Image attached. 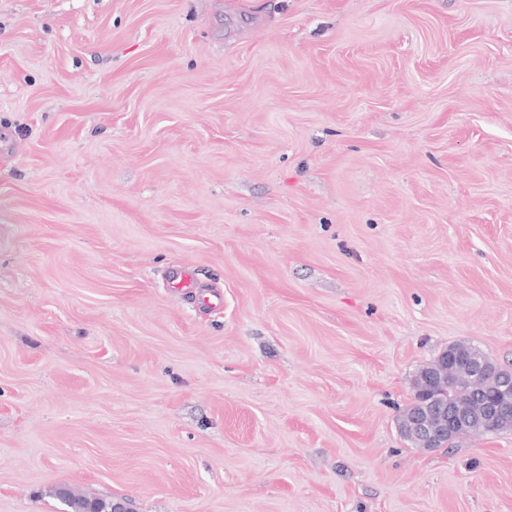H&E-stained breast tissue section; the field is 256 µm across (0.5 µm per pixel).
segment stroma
<instances>
[{"mask_svg":"<svg viewBox=\"0 0 512 512\" xmlns=\"http://www.w3.org/2000/svg\"><path fill=\"white\" fill-rule=\"evenodd\" d=\"M463 338L512 369V0H0V512H512V432L398 430ZM56 494L58 498L69 509L68 512H88L87 508L92 502H109L110 499L88 498L77 495L67 486L57 488Z\"/></svg>","mask_w":512,"mask_h":512,"instance_id":"1","label":"stroma"}]
</instances>
